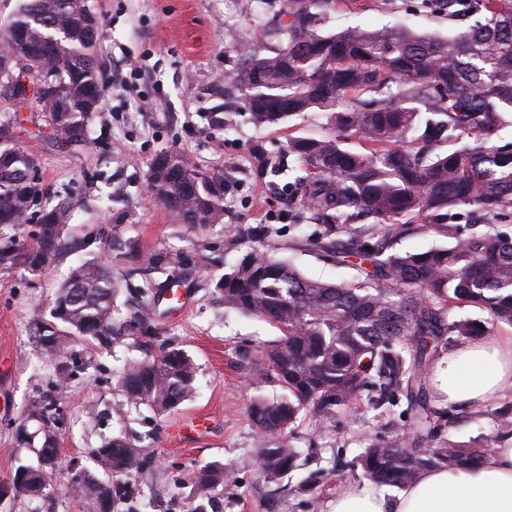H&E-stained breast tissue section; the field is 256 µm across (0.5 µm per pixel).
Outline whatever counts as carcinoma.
Returning <instances> with one entry per match:
<instances>
[{"mask_svg": "<svg viewBox=\"0 0 512 512\" xmlns=\"http://www.w3.org/2000/svg\"><path fill=\"white\" fill-rule=\"evenodd\" d=\"M447 15L480 20L448 38L428 37L404 26L325 32L336 0H289L288 23L266 29L272 46L256 49L230 82L261 127L306 112L325 114L328 132L288 138V155L301 219L319 231L288 242V250L325 257L338 266L357 258L360 275L334 283L304 275L293 263L260 248L245 252L215 283L228 309L268 322L280 331L239 359L254 384L271 383L283 394L255 397L249 406L264 480H280L300 467L295 423L300 413L328 419L366 401L386 409L406 400L404 430L393 444H371L352 470L376 486L402 488L427 468L464 469L480 463L491 441L459 445L444 436L448 412L435 405L427 374L439 345L454 338L489 336L512 326V238L497 220L512 213V142L493 136L512 118V0H424ZM86 0H25L9 27L24 30L28 52L19 62L38 79L60 87L69 111L51 101L52 128L63 141L85 138L87 102L101 92L104 75L91 37L81 24ZM16 115L0 113V228L18 227L38 210L35 243L24 247L0 232V270L45 269L81 251L91 235H67L72 205L42 199L32 182L34 160L8 136ZM357 136L362 149L346 140ZM147 182L156 201L179 224H222V183L165 151L152 160ZM461 205L479 212L485 230L452 235L442 220ZM432 216L429 228L454 237L419 253L394 251L411 217ZM375 219L381 229L364 224ZM117 283L105 264L73 268L57 289L49 315L33 316L39 344L65 352L75 341L107 346L129 322L148 328L144 306L115 323ZM477 307L482 321L452 317L455 308ZM197 367L182 348L167 343L153 361L131 360L119 385L128 405L146 404L159 415L195 392ZM55 398L33 405L35 431L18 442L38 464H20L29 494L44 489L57 467ZM95 464L107 480L81 475L73 495L105 502L107 512L126 500L112 478L147 470V447L115 436L96 449ZM235 471L211 463L196 471L191 512H220L211 492L235 482Z\"/></svg>", "mask_w": 512, "mask_h": 512, "instance_id": "carcinoma-1", "label": "carcinoma"}]
</instances>
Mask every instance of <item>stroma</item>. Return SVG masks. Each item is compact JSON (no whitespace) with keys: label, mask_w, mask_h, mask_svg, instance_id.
<instances>
[{"label":"stroma","mask_w":512,"mask_h":512,"mask_svg":"<svg viewBox=\"0 0 512 512\" xmlns=\"http://www.w3.org/2000/svg\"><path fill=\"white\" fill-rule=\"evenodd\" d=\"M283 0H88L102 22L96 47L107 79L101 104L91 116L89 134L77 142H56L36 97L0 99V112L18 115L12 136L35 160L34 175L50 196L69 197L70 231L90 234L80 252L38 272L0 271V483L8 482L18 460L33 455L16 441L33 404L43 393L58 399L55 430L64 468L49 479L43 496L0 500V512H95L75 498L72 479L94 468V452L112 436L150 446L153 469L126 476L129 496L122 512H189L191 473L220 461L236 473L233 484L217 488L222 512H312L309 501L327 502L346 485L360 482L350 461L368 444L393 442L403 431L400 407L385 414L368 406L325 420L300 416L299 447L318 455L274 486L264 482L256 459V430L247 405L254 393L238 352L275 339L271 324L224 309L215 283L249 247L236 238L241 224L272 226L264 240L281 254L289 240L311 232L288 206L286 185L296 162L285 146L292 136H315L326 119L308 113L272 127L256 126L227 76L241 67L250 48L262 43L265 28L278 19ZM402 23L415 31L445 37L462 30L460 22L433 13L422 0H338L328 30L379 28ZM263 145L277 157L279 170L261 171L251 150ZM165 150L175 151L200 170L224 180L221 203L226 217L217 225L178 224L150 195L148 166ZM128 249L112 251L111 238ZM170 253L180 263L172 271L144 275L142 256ZM84 261L108 264L120 281V315L143 304L138 293L177 285L188 288L190 305L179 312L155 308L154 340L142 344L131 335L112 345L79 341L71 355L59 357L34 337L31 314L49 311L54 292L72 267ZM185 349L198 367L197 392L174 412L158 415L149 406H127L118 377L131 359L158 357L165 343ZM70 377L60 383L58 368ZM512 405V391L480 409H467L448 423L449 440L467 445L497 435L495 414ZM205 413L212 428L200 439L171 438L168 427L186 416ZM325 469L328 478L315 494L299 492L309 471Z\"/></svg>","instance_id":"obj_1"}]
</instances>
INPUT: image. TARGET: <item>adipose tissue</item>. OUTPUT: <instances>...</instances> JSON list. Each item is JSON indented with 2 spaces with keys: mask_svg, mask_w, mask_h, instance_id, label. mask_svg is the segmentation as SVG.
Returning a JSON list of instances; mask_svg holds the SVG:
<instances>
[{
  "mask_svg": "<svg viewBox=\"0 0 512 512\" xmlns=\"http://www.w3.org/2000/svg\"><path fill=\"white\" fill-rule=\"evenodd\" d=\"M429 383L437 406L476 409L512 390V336L477 337L435 358ZM326 512H512V432L499 433L479 466L423 470L397 491L351 484Z\"/></svg>",
  "mask_w": 512,
  "mask_h": 512,
  "instance_id": "1",
  "label": "adipose tissue"
}]
</instances>
